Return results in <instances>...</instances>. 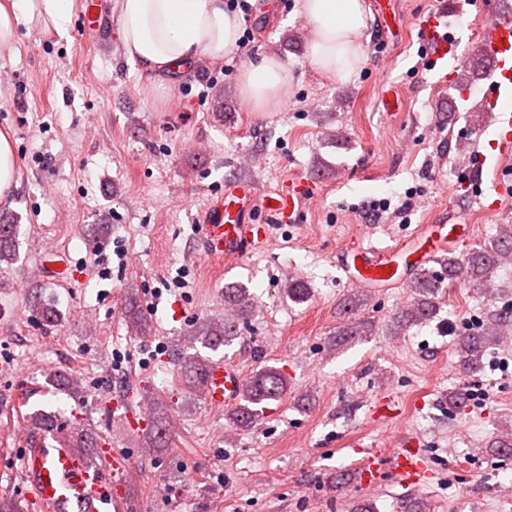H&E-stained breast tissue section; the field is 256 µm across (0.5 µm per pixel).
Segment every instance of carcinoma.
Here are the masks:
<instances>
[{"instance_id":"carcinoma-1","label":"carcinoma","mask_w":512,"mask_h":512,"mask_svg":"<svg viewBox=\"0 0 512 512\" xmlns=\"http://www.w3.org/2000/svg\"><path fill=\"white\" fill-rule=\"evenodd\" d=\"M17 225L8 221L0 222V270L8 267L16 260ZM512 252V230L507 231L489 243L472 249L461 256L453 253L437 260L440 270L423 268L412 281L413 302L401 314L397 323L411 327L425 323L434 318L437 313V297L442 283L454 282L465 277L480 284L484 297L492 300L494 297V275L503 255ZM224 301L235 308L237 319L224 321H209L200 325L193 333L195 340L203 347L212 351L230 344L238 335L240 322L246 319L249 301L246 289L238 286L224 288ZM494 337L478 334H468L458 338L457 354L459 365L465 373L476 372L482 362L485 350L493 342ZM209 363L201 359H189L184 362L182 378L190 388L201 387L204 384ZM287 387L286 376L277 368H267L245 383L241 403L232 413L233 424L237 427L248 428L259 418L263 417L269 402L283 394ZM35 427L50 433L62 441L67 447L81 450L94 446L93 438L84 430L74 427L69 432H62L57 425L55 416L41 411L32 416Z\"/></svg>"}]
</instances>
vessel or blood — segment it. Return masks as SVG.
Segmentation results:
<instances>
[{
  "label": "vessel or blood",
  "instance_id": "b4317fda",
  "mask_svg": "<svg viewBox=\"0 0 512 512\" xmlns=\"http://www.w3.org/2000/svg\"><path fill=\"white\" fill-rule=\"evenodd\" d=\"M422 45L428 67L440 82H447L448 62L457 56L458 37L450 28L444 13L425 17L420 23ZM485 51L489 63L482 76L481 106L495 114V138L491 144L498 161L512 158V111L502 109V100L512 94V7L491 11L484 30ZM486 155L473 157L460 171L453 194L478 203L487 210H496L499 196L507 192L505 184L486 186L482 171ZM314 188L306 178L295 176L286 181L271 198H258L254 185L237 180L225 185L223 197L217 199L206 213L203 239L207 254L233 266L248 251L271 240L274 224H297L301 221L300 203L313 195ZM263 206L266 221L254 223L251 211ZM472 227L454 221L423 224L413 233L408 244L383 248L361 247L342 253L339 268L349 283L373 288L393 279L402 268L415 269L428 263L437 253L458 247L470 239ZM244 379L235 365L216 362L210 365L203 393L211 407L221 408L239 399ZM21 468L29 482L32 495L45 512H63L68 504H76L79 512H102L112 506L120 512L122 503L112 492L113 480L128 475L129 467L123 449L110 450L102 466L89 467L72 449L45 437L31 438L25 449ZM428 467L418 439L407 437L385 455L371 454L353 474L358 486L377 484L390 476L402 486L418 488Z\"/></svg>",
  "mask_w": 512,
  "mask_h": 512
}]
</instances>
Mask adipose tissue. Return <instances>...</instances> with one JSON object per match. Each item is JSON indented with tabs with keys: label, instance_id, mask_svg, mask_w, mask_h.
<instances>
[{
	"label": "adipose tissue",
	"instance_id": "obj_1",
	"mask_svg": "<svg viewBox=\"0 0 512 512\" xmlns=\"http://www.w3.org/2000/svg\"><path fill=\"white\" fill-rule=\"evenodd\" d=\"M70 0H0V57L17 51L18 31L35 19L64 30ZM311 26L309 61L322 74L349 80L362 59L370 14L365 0H298ZM122 47L144 71L175 70L188 63L223 62L239 45L242 13L226 0H115ZM290 71L270 54L239 72L242 97L258 110L277 104Z\"/></svg>",
	"mask_w": 512,
	"mask_h": 512
}]
</instances>
